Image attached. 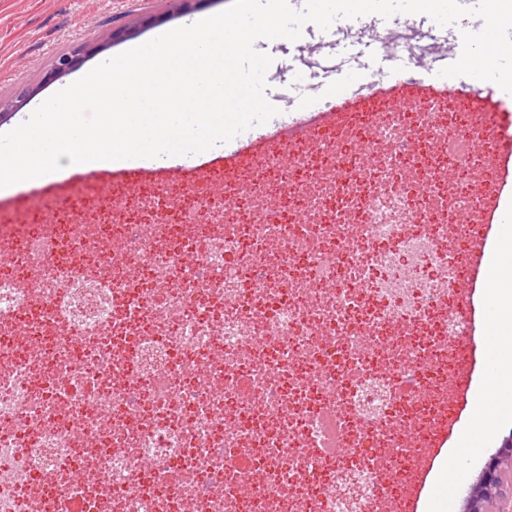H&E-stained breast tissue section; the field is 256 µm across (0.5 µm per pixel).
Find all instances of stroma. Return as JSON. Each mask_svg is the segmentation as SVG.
<instances>
[{
    "label": "stroma",
    "mask_w": 512,
    "mask_h": 512,
    "mask_svg": "<svg viewBox=\"0 0 512 512\" xmlns=\"http://www.w3.org/2000/svg\"><path fill=\"white\" fill-rule=\"evenodd\" d=\"M230 4L231 0H0V102L14 101L23 90L30 93L26 104L0 120V133L25 122L47 98L100 63L171 29L220 13ZM479 22V17L467 16L460 25L442 27L424 14H368L336 19L325 31L307 23L297 40L261 38L254 47L272 58L264 77L266 98L285 117L301 103L327 102L325 87L354 72L366 81L405 71L417 80L433 79L462 52L456 41L459 26ZM398 28L425 34L428 49L393 41L390 34ZM82 42L102 45L103 50L86 56L68 75L45 81L56 57ZM35 204L46 212L63 207L54 187L21 190L0 198V220L15 223L20 211ZM511 437L512 388L499 394L497 413L477 435L478 453L458 469L455 498L422 496L420 512H465L483 468Z\"/></svg>",
    "instance_id": "35a3bbf8"
}]
</instances>
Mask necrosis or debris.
I'll return each mask as SVG.
<instances>
[{
    "mask_svg": "<svg viewBox=\"0 0 512 512\" xmlns=\"http://www.w3.org/2000/svg\"><path fill=\"white\" fill-rule=\"evenodd\" d=\"M354 94L316 150L293 145L292 177L261 156L215 192L118 185L0 225V512H343L353 475V512L400 496L387 464L418 471L446 434L473 233L456 215L493 165L419 185L483 131L479 89L407 113L376 83Z\"/></svg>",
    "mask_w": 512,
    "mask_h": 512,
    "instance_id": "necrosis-or-debris-1",
    "label": "necrosis or debris"
}]
</instances>
